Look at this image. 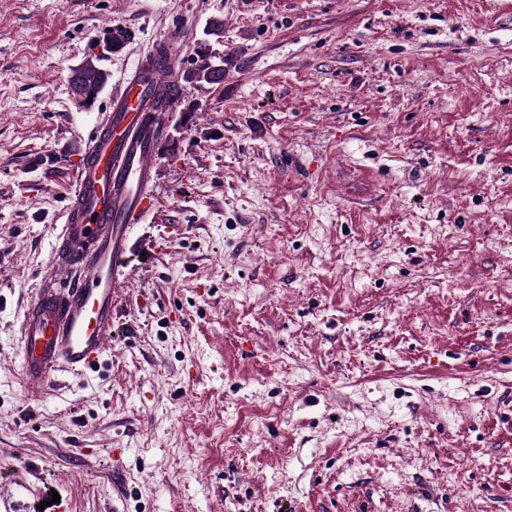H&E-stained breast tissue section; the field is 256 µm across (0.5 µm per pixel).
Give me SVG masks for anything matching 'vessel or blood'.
Segmentation results:
<instances>
[{
    "instance_id": "b4317fda",
    "label": "vessel or blood",
    "mask_w": 512,
    "mask_h": 512,
    "mask_svg": "<svg viewBox=\"0 0 512 512\" xmlns=\"http://www.w3.org/2000/svg\"><path fill=\"white\" fill-rule=\"evenodd\" d=\"M173 43L140 54L81 149L49 279L21 322V385L44 393L61 370L98 365L112 337L114 294L134 231L155 205V156L179 95Z\"/></svg>"
}]
</instances>
